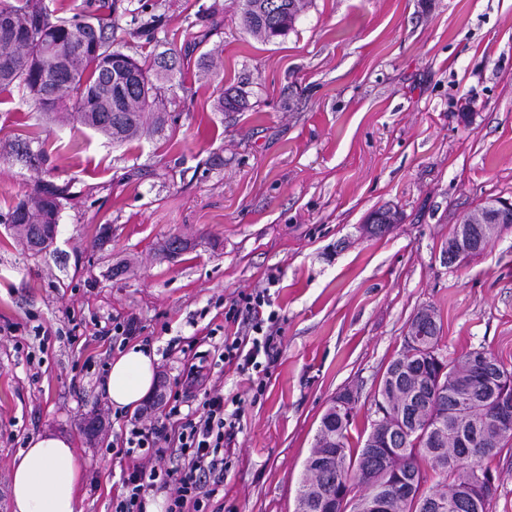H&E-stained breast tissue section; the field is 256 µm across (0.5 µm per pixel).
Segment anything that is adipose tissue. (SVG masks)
<instances>
[{
  "label": "adipose tissue",
  "instance_id": "adipose-tissue-1",
  "mask_svg": "<svg viewBox=\"0 0 512 512\" xmlns=\"http://www.w3.org/2000/svg\"><path fill=\"white\" fill-rule=\"evenodd\" d=\"M154 347L135 342L113 357L106 394L115 410L138 407L150 394L156 373ZM13 512H77L82 465L68 437H31L10 464Z\"/></svg>",
  "mask_w": 512,
  "mask_h": 512
}]
</instances>
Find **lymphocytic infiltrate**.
<instances>
[{"instance_id":"f902f5d3","label":"lymphocytic infiltrate","mask_w":512,"mask_h":512,"mask_svg":"<svg viewBox=\"0 0 512 512\" xmlns=\"http://www.w3.org/2000/svg\"><path fill=\"white\" fill-rule=\"evenodd\" d=\"M268 289L240 293L227 315L237 325L225 337L220 355L225 365L246 374L267 373L277 355L272 330L278 315L270 308ZM187 394L174 393L167 400L164 422L134 414L113 446L115 454L129 458L121 474L123 491L114 512H143L144 498L155 486H173L167 512H208L216 491L211 479L224 472V447L235 433L239 411H228L218 389L204 393L201 411L182 413Z\"/></svg>"}]
</instances>
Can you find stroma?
Segmentation results:
<instances>
[{
	"label": "stroma",
	"instance_id": "stroma-1",
	"mask_svg": "<svg viewBox=\"0 0 512 512\" xmlns=\"http://www.w3.org/2000/svg\"><path fill=\"white\" fill-rule=\"evenodd\" d=\"M45 2L106 19L135 58L170 50L180 65L158 82L162 130L123 144L0 92V512L13 457L44 432L71 437L82 461L79 512H113L127 461L108 444L126 419L104 383L120 346L100 329L130 315L164 391L201 352L207 384L241 402L221 512H295L323 412L351 389L369 429L421 308L437 311L448 357L483 350L512 368V227L448 263L453 228L512 199V0H309L270 43L234 0ZM228 90L246 109L220 110ZM39 178L67 198L35 253L5 218ZM385 206L398 224L365 235ZM174 236L187 248L169 258ZM265 287L280 344L258 386L219 355L232 300ZM93 416L104 428L88 436Z\"/></svg>",
	"mask_w": 512,
	"mask_h": 512
}]
</instances>
